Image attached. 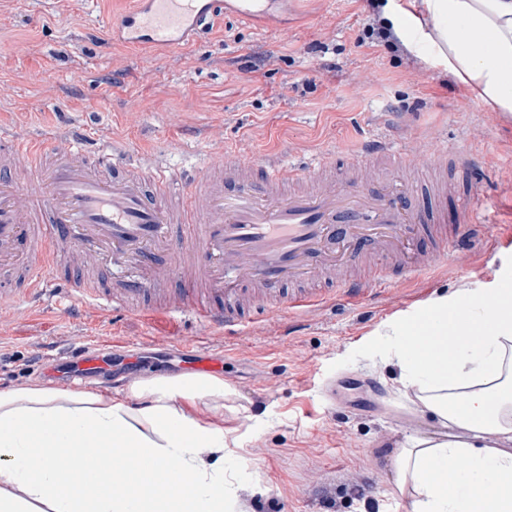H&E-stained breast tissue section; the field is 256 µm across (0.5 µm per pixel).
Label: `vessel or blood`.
Here are the masks:
<instances>
[{
  "label": "vessel or blood",
  "mask_w": 512,
  "mask_h": 512,
  "mask_svg": "<svg viewBox=\"0 0 512 512\" xmlns=\"http://www.w3.org/2000/svg\"><path fill=\"white\" fill-rule=\"evenodd\" d=\"M276 0H237L232 10L242 20L270 12ZM224 0H136L112 24L119 42L139 48L173 50L198 38L211 18L223 13ZM387 159L388 179L379 187L327 180L321 162L300 164L281 173L276 163L248 160L224 170H205L189 184L164 171L147 175L134 165L118 167L109 151L91 157L38 138L0 140V275L15 277L17 295L36 302L55 295L56 271L69 250L96 254L111 268L108 286L77 277L71 293L79 302L102 309L130 311L143 305L169 280L182 289L169 297L173 312H190L208 329L235 327L226 306L239 287L276 289L351 267L367 242L384 259L361 279H340L342 299L357 302L368 290L385 288L386 263L406 273L430 268L432 257L412 256L414 242L441 223L440 209L422 206L417 186H406L402 154L390 142L361 149L348 162L356 168ZM476 149L461 145L440 153L432 167H475ZM484 185L471 180L456 197V221L480 233L475 202ZM94 449L83 469L59 462V481L75 485L84 470L96 471L112 486L106 456Z\"/></svg>",
  "instance_id": "vessel-or-blood-1"
}]
</instances>
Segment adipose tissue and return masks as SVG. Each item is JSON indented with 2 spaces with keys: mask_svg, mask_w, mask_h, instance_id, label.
<instances>
[{
  "mask_svg": "<svg viewBox=\"0 0 512 512\" xmlns=\"http://www.w3.org/2000/svg\"><path fill=\"white\" fill-rule=\"evenodd\" d=\"M379 19L430 68L455 76L486 106L512 114V0H378ZM489 331L457 345L475 322ZM403 383L420 393L441 425L464 427L463 440L412 441L400 449L394 490L410 494L412 512H512V288L432 302L392 322L380 338ZM220 378L141 380L124 396L34 384L0 390V512H230L221 425L195 414L220 411ZM117 485L96 474L58 483L66 459L82 467L92 449ZM452 458L462 467H449Z\"/></svg>",
  "mask_w": 512,
  "mask_h": 512,
  "instance_id": "ef3b65f1",
  "label": "adipose tissue"
}]
</instances>
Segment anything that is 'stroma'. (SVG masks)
I'll return each mask as SVG.
<instances>
[{"label":"stroma","instance_id":"1","mask_svg":"<svg viewBox=\"0 0 512 512\" xmlns=\"http://www.w3.org/2000/svg\"><path fill=\"white\" fill-rule=\"evenodd\" d=\"M132 0H0V131L29 137L92 127L87 148L110 142L121 160L184 180L207 153L301 163L337 162L358 142L394 132L415 149L473 143L490 241L461 240L435 268L394 272L354 306L331 299L292 316L264 299L244 324L208 335L230 390L209 413L235 443L224 451L233 512H411L390 496L397 452L438 421L400 382L377 346L386 325L437 298L457 299L512 277V118L489 110L449 73L404 45L359 38L370 0H284L249 21L212 20L176 52L126 47L112 23ZM481 136H474V129ZM203 329L188 312L153 307L105 315L77 301L61 310L0 302V390L66 387L45 358L93 352L107 363L92 384L119 395L137 378L189 373Z\"/></svg>","mask_w":512,"mask_h":512}]
</instances>
